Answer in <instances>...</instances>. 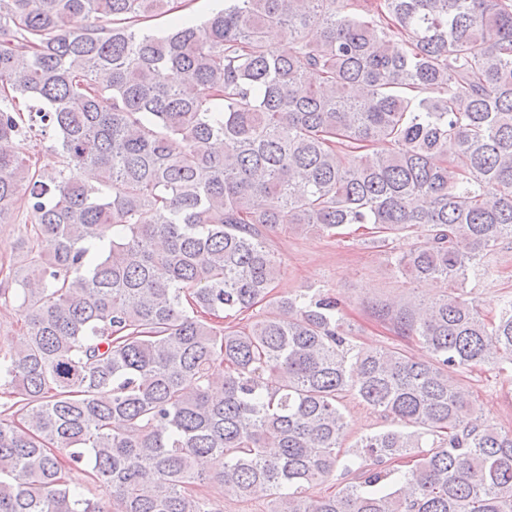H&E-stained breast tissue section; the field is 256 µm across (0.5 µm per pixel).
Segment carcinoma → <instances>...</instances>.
Segmentation results:
<instances>
[{"instance_id":"cac0c4a2","label":"carcinoma","mask_w":512,"mask_h":512,"mask_svg":"<svg viewBox=\"0 0 512 512\" xmlns=\"http://www.w3.org/2000/svg\"><path fill=\"white\" fill-rule=\"evenodd\" d=\"M168 2L0 0V221L30 219L0 264V512H223L210 482L266 512H512V433L458 385L512 368V296L467 290L512 240V0H224L144 32ZM38 123L62 168L23 147ZM352 226L450 285L375 312L429 359L273 297L270 233ZM348 395L410 430L347 447ZM2 302L4 301H0V336L11 337L16 334L20 326V321L17 322V319L20 318L18 312L20 301L16 298H11L7 301L9 305L7 309L1 307ZM74 472H79L83 475V480L80 484H73L70 479V475ZM79 473L73 474V477L76 479L80 476ZM69 478V479H68ZM67 480L71 487L77 488L81 490L86 498H90L94 501H98L102 505H107L112 499L111 489L104 485L103 483H99L94 481L87 473L81 469H73L67 473Z\"/></svg>"}]
</instances>
